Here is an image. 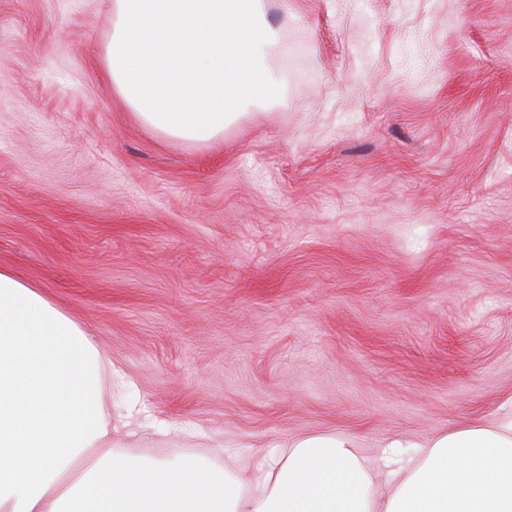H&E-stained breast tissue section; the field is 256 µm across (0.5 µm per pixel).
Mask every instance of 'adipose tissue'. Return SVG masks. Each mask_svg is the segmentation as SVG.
<instances>
[{
  "label": "adipose tissue",
  "mask_w": 512,
  "mask_h": 512,
  "mask_svg": "<svg viewBox=\"0 0 512 512\" xmlns=\"http://www.w3.org/2000/svg\"><path fill=\"white\" fill-rule=\"evenodd\" d=\"M263 0H112L105 73L158 135L205 145L280 99ZM103 362L45 292L0 268V512H512V416L364 459L305 434L224 467L114 452Z\"/></svg>",
  "instance_id": "1"
}]
</instances>
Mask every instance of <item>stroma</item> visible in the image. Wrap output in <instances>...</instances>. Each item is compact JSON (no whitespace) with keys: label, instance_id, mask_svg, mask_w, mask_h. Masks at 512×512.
Wrapping results in <instances>:
<instances>
[{"label":"stroma","instance_id":"1","mask_svg":"<svg viewBox=\"0 0 512 512\" xmlns=\"http://www.w3.org/2000/svg\"><path fill=\"white\" fill-rule=\"evenodd\" d=\"M282 103L198 146L103 70L111 0H0V268L132 379L119 450L371 455L512 411V0H279Z\"/></svg>","mask_w":512,"mask_h":512}]
</instances>
